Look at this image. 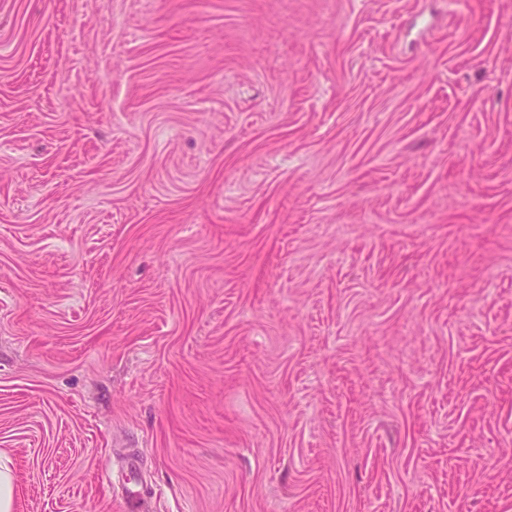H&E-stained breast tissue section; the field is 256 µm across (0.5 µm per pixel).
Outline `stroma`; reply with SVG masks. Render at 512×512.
Segmentation results:
<instances>
[{
  "mask_svg": "<svg viewBox=\"0 0 512 512\" xmlns=\"http://www.w3.org/2000/svg\"><path fill=\"white\" fill-rule=\"evenodd\" d=\"M0 457L14 512H512V0H0Z\"/></svg>",
  "mask_w": 512,
  "mask_h": 512,
  "instance_id": "35a3bbf8",
  "label": "stroma"
}]
</instances>
